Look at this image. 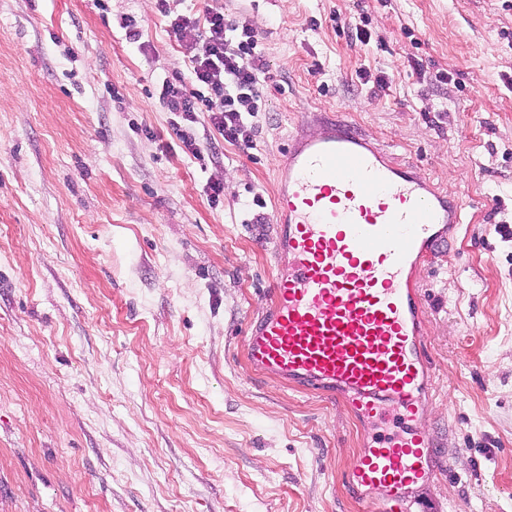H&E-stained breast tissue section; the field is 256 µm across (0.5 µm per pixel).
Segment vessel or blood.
<instances>
[{"mask_svg":"<svg viewBox=\"0 0 512 512\" xmlns=\"http://www.w3.org/2000/svg\"><path fill=\"white\" fill-rule=\"evenodd\" d=\"M321 128L288 142L269 304L245 356L253 372L345 399L363 419L395 410L401 433L372 437L349 481L383 490L373 512H409L407 492L433 476L434 446L417 425L432 373L415 277L463 205L350 122Z\"/></svg>","mask_w":512,"mask_h":512,"instance_id":"vessel-or-blood-1","label":"vessel or blood"}]
</instances>
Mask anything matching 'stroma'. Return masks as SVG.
Listing matches in <instances>:
<instances>
[{
    "instance_id": "stroma-1",
    "label": "stroma",
    "mask_w": 512,
    "mask_h": 512,
    "mask_svg": "<svg viewBox=\"0 0 512 512\" xmlns=\"http://www.w3.org/2000/svg\"><path fill=\"white\" fill-rule=\"evenodd\" d=\"M167 10L0 0V512H360L381 498L347 482L371 424L245 361L276 233L252 198L271 201L289 137L331 112L463 201L418 271L434 373L419 426L438 450L410 497L512 512V0ZM209 10L250 21L270 77L253 149L200 115L221 157L203 169L156 91L189 69L168 17Z\"/></svg>"
}]
</instances>
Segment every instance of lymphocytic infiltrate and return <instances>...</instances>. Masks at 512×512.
<instances>
[{
  "mask_svg": "<svg viewBox=\"0 0 512 512\" xmlns=\"http://www.w3.org/2000/svg\"><path fill=\"white\" fill-rule=\"evenodd\" d=\"M169 28L189 51L188 77L163 82L160 91L182 151L201 162L215 160L191 131L202 112L225 141L251 149L252 119L261 110L268 73L255 29L246 18L220 12L179 15Z\"/></svg>",
  "mask_w": 512,
  "mask_h": 512,
  "instance_id": "1",
  "label": "lymphocytic infiltrate"
}]
</instances>
